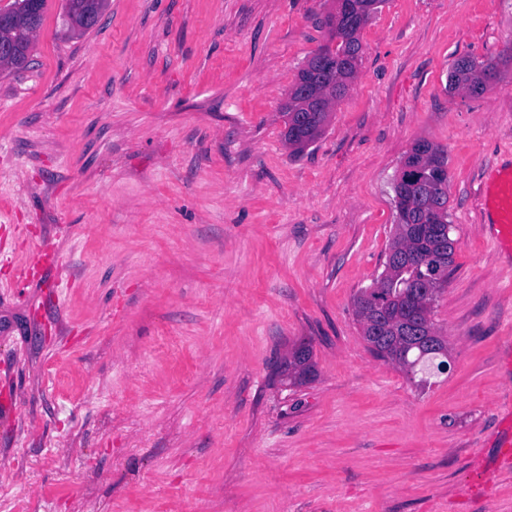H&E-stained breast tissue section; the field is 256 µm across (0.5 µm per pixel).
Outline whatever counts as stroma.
Listing matches in <instances>:
<instances>
[{"instance_id": "stroma-1", "label": "stroma", "mask_w": 512, "mask_h": 512, "mask_svg": "<svg viewBox=\"0 0 512 512\" xmlns=\"http://www.w3.org/2000/svg\"><path fill=\"white\" fill-rule=\"evenodd\" d=\"M333 7L108 0L69 39L47 0L33 64L0 75V512H512V253L478 206L512 158V68L447 88L512 49V0H385L295 155L280 106ZM420 138L448 149L454 241L450 368L423 388L352 307ZM41 240L57 264L17 278ZM512 54L502 58L498 62L493 61H478L472 56H462L458 58L448 74V86L449 89L456 92H463L467 95L468 90L477 84L478 82L484 81L481 92L477 95H481L487 88V85L498 78L501 74L502 65H511ZM470 96V95H469ZM313 372L312 353L307 345H300L293 349L288 356V379L302 381Z\"/></svg>"}]
</instances>
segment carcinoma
<instances>
[{
  "label": "carcinoma",
  "instance_id": "cac0c4a2",
  "mask_svg": "<svg viewBox=\"0 0 512 512\" xmlns=\"http://www.w3.org/2000/svg\"><path fill=\"white\" fill-rule=\"evenodd\" d=\"M62 24L64 36L80 35L90 29L82 14L86 0H66ZM385 0H342L336 10L355 22L340 29L332 27L333 15L325 19L329 39L320 45L300 68L295 83L281 107L285 117V140L294 152H302L324 132L330 114L354 83L362 59L361 30L371 21ZM19 58L31 55L34 36L28 24L11 32ZM504 59L479 61L472 56L458 58L448 74L449 89L468 93L475 84H489L501 74ZM448 167V150L426 139L417 140L406 154L394 186L395 232L382 272L373 284L353 299L354 315L370 351L390 363L418 385L429 382L433 371L445 366L448 344L431 320L434 302L445 282L431 283L427 273L432 265L449 272L453 245L448 242V184L434 172ZM313 372L312 353L302 344L288 356V379L294 382Z\"/></svg>",
  "mask_w": 512,
  "mask_h": 512
}]
</instances>
